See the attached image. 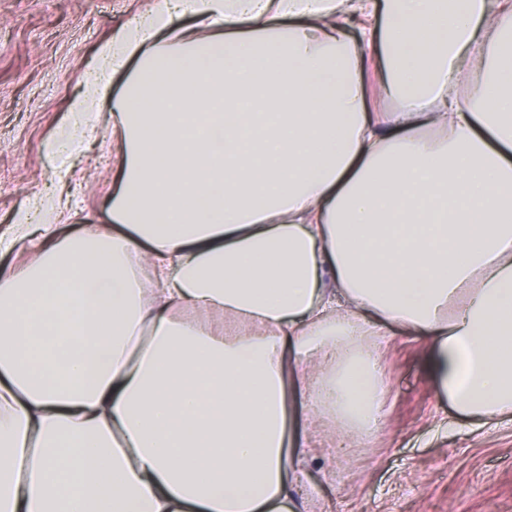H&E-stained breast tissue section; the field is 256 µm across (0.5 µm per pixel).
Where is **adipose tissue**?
<instances>
[{
  "instance_id": "adipose-tissue-1",
  "label": "adipose tissue",
  "mask_w": 512,
  "mask_h": 512,
  "mask_svg": "<svg viewBox=\"0 0 512 512\" xmlns=\"http://www.w3.org/2000/svg\"><path fill=\"white\" fill-rule=\"evenodd\" d=\"M98 57L111 228L52 198L0 232L36 248L0 277V512H307L291 401L374 435L390 325L461 418L512 414V0H157ZM67 112L61 181L99 135Z\"/></svg>"
}]
</instances>
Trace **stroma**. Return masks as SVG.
Returning <instances> with one entry per match:
<instances>
[{
	"instance_id": "1",
	"label": "stroma",
	"mask_w": 512,
	"mask_h": 512,
	"mask_svg": "<svg viewBox=\"0 0 512 512\" xmlns=\"http://www.w3.org/2000/svg\"><path fill=\"white\" fill-rule=\"evenodd\" d=\"M153 4L0 0V230L51 187L44 143L64 123L69 98L84 90L98 47ZM99 110L100 142L75 159L65 187L76 224L109 222L110 99ZM368 343L386 381L385 417L372 438L332 445L310 419L307 396L291 405L293 428L312 444V512H512V416L481 426L459 418L422 370L421 340L394 328Z\"/></svg>"
}]
</instances>
